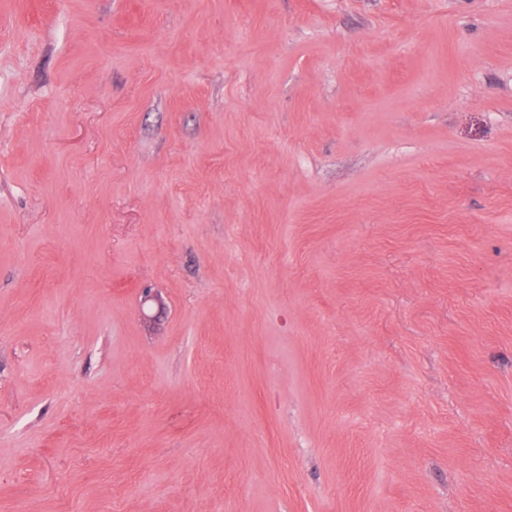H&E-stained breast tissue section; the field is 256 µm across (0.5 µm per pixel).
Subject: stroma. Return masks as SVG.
I'll return each mask as SVG.
<instances>
[{"label": "stroma", "instance_id": "35a3bbf8", "mask_svg": "<svg viewBox=\"0 0 512 512\" xmlns=\"http://www.w3.org/2000/svg\"><path fill=\"white\" fill-rule=\"evenodd\" d=\"M0 512H512V0H0Z\"/></svg>", "mask_w": 512, "mask_h": 512}]
</instances>
